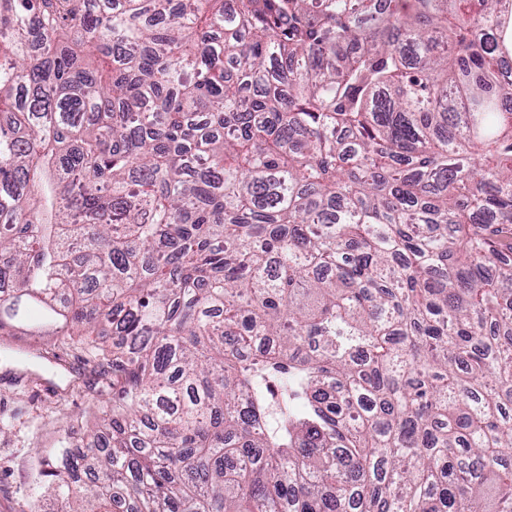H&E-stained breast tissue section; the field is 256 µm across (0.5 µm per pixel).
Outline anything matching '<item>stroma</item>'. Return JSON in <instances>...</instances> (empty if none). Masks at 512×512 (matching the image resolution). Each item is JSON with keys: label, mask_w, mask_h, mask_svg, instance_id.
Masks as SVG:
<instances>
[{"label": "stroma", "mask_w": 512, "mask_h": 512, "mask_svg": "<svg viewBox=\"0 0 512 512\" xmlns=\"http://www.w3.org/2000/svg\"><path fill=\"white\" fill-rule=\"evenodd\" d=\"M0 346V512H59L36 474L56 459L65 434L112 406L111 370L92 371L77 343L62 336H18Z\"/></svg>", "instance_id": "35a3bbf8"}]
</instances>
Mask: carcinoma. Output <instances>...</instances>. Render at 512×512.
<instances>
[{
	"mask_svg": "<svg viewBox=\"0 0 512 512\" xmlns=\"http://www.w3.org/2000/svg\"><path fill=\"white\" fill-rule=\"evenodd\" d=\"M507 59L512 0H0V335L116 372L62 512H512Z\"/></svg>",
	"mask_w": 512,
	"mask_h": 512,
	"instance_id": "cac0c4a2",
	"label": "carcinoma"
}]
</instances>
